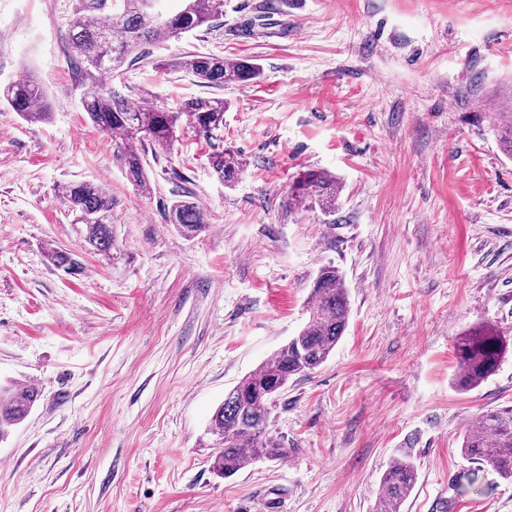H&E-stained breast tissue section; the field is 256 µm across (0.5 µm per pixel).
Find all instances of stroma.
I'll return each mask as SVG.
<instances>
[{"label":"stroma","instance_id":"35a3bbf8","mask_svg":"<svg viewBox=\"0 0 512 512\" xmlns=\"http://www.w3.org/2000/svg\"><path fill=\"white\" fill-rule=\"evenodd\" d=\"M79 2L0 0V85L34 76L50 108L29 123L0 103V382L40 391L0 443V512H374L396 459L417 469L401 512H512V482L460 451L473 419L512 405V348L478 387L454 383L462 332L512 345V157L496 137L512 0H224L212 27L100 81L141 107L222 98L218 138L244 170L224 185L187 127L149 157L144 190L83 110ZM192 53L260 74L211 88L165 65ZM307 170L341 182L334 211L288 204ZM83 181L118 201V260L87 251L65 207L62 186ZM182 195L207 215L198 236L167 221ZM328 263L349 319L276 402L286 456L216 477L212 414L303 327Z\"/></svg>","mask_w":512,"mask_h":512}]
</instances>
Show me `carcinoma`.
Wrapping results in <instances>:
<instances>
[{
  "label": "carcinoma",
  "mask_w": 512,
  "mask_h": 512,
  "mask_svg": "<svg viewBox=\"0 0 512 512\" xmlns=\"http://www.w3.org/2000/svg\"><path fill=\"white\" fill-rule=\"evenodd\" d=\"M108 9L107 20L96 15ZM224 0H181L180 7L162 13L157 0H81V8L69 28L72 57L85 69L117 76L128 61L146 57V48L159 37L176 38L195 31L223 15ZM191 72L200 83L222 87L245 83L257 77L259 70L246 60L229 62L222 55L190 54L170 64ZM26 121L46 115L47 104L40 84L30 76L20 77L0 87V101ZM83 108L100 131L119 135L114 154L133 185H148L147 153L169 149L187 121L201 136L211 139L224 128V100L195 97L176 109L135 107L115 88L99 83L87 87ZM210 164L218 179L230 185L242 171L238 155L216 151ZM341 186L336 177L324 171L302 173L291 185L288 204L305 203L322 211L336 209ZM74 223L83 225L88 251L116 259V201L103 187L73 182L62 188ZM168 222L185 237H193L207 227L205 215L192 200L173 201ZM51 263L75 274L80 262L59 248L47 249ZM308 321L300 332L271 354L256 370L243 377L224 396L214 412L208 434L224 442L213 454L212 470L229 477L262 458L280 460L287 454L269 427L277 397L288 382L321 366L343 335L350 312L349 294L335 265L328 263L314 278L307 305ZM460 364L457 386L465 391L481 384L497 369L506 353L507 343L485 326L469 329L456 340ZM40 396L35 388L16 383L0 384V442L29 415ZM461 452L479 464H488L504 480L512 481V406L482 414L467 426L462 435ZM417 480L413 462L393 461L381 478L382 492L376 512H401V506Z\"/></svg>",
  "instance_id": "cac0c4a2"
}]
</instances>
